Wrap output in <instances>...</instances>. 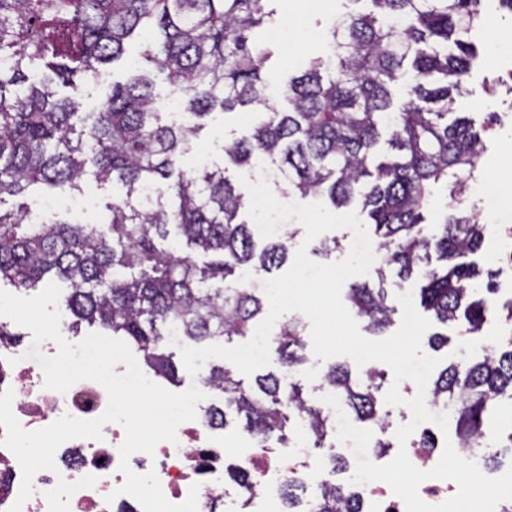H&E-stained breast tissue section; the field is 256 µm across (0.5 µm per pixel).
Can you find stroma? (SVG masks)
Returning a JSON list of instances; mask_svg holds the SVG:
<instances>
[{"instance_id":"35a3bbf8","label":"stroma","mask_w":512,"mask_h":512,"mask_svg":"<svg viewBox=\"0 0 512 512\" xmlns=\"http://www.w3.org/2000/svg\"><path fill=\"white\" fill-rule=\"evenodd\" d=\"M345 4L346 0H274L272 7L276 12V20L261 35L263 46L270 53L265 70L267 95L272 105L281 110L287 109L283 88L289 76L294 75L304 56L326 52L327 43L323 33L334 18L344 13ZM483 4L488 13L494 14L495 22L492 26L477 29L475 33L482 52L467 84V94L456 98L453 108L472 117L476 124L490 127L491 132L484 139L485 149L478 162V170L495 190L512 195V166L504 161L506 154L512 151V126L501 128L497 125L501 116L512 114V87L493 83L495 76L512 71V51L504 48L495 52L491 49L496 41L505 46L512 44V16L497 13L496 0H483ZM129 73V61L125 58L101 66L98 76L85 82L80 90L82 111H96L100 101L110 93L113 82L124 80ZM254 122L255 115L251 112L229 115L216 112L208 116L199 131L195 152L184 156L181 161L182 170L192 173L206 165L223 166L231 181H238L243 174L250 181H257L259 169L243 171L234 166H226L224 155L225 145L246 133ZM123 194L121 185L109 182L100 184L88 179L82 183L78 192L79 197L90 203L87 212L50 209L49 198L37 191L19 198H0V209L14 211L22 206L32 217L44 213L52 222L61 220L101 228L109 220L112 200ZM286 227L295 233L288 243L289 250L294 252L299 246H306L310 259L315 262H337L345 259L350 252L349 244L353 238L350 229L341 228L324 233L322 241L334 239L339 243L335 251L325 255L319 251L321 241L304 244L299 222L287 221Z\"/></svg>"}]
</instances>
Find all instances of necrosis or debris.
<instances>
[{"mask_svg": "<svg viewBox=\"0 0 512 512\" xmlns=\"http://www.w3.org/2000/svg\"><path fill=\"white\" fill-rule=\"evenodd\" d=\"M30 345V337L18 333L11 320L0 319V392L13 390V413L24 429L44 428L65 415L90 420L105 411L108 394L95 381H79L64 393L45 388L42 368L25 356ZM102 432L99 440L78 438L62 444L55 454L59 471L44 469L35 475L33 493L21 512H48L45 494L58 480L75 483L88 475L96 482L70 497V512H143L136 499L119 491L125 480L119 454L123 427L110 423ZM176 437V442L159 443L153 454H133L129 464L139 474L155 472L165 497L174 504L186 499L191 485H199L198 512H280L276 494L282 485L318 474L303 435L289 448L267 444L246 451L231 466L245 475L242 484L224 477L229 466L217 427L188 421L178 427Z\"/></svg>", "mask_w": 512, "mask_h": 512, "instance_id": "4bbe7bcc", "label": "necrosis or debris"}]
</instances>
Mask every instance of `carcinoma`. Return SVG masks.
<instances>
[{"label": "carcinoma", "instance_id": "obj_1", "mask_svg": "<svg viewBox=\"0 0 512 512\" xmlns=\"http://www.w3.org/2000/svg\"><path fill=\"white\" fill-rule=\"evenodd\" d=\"M270 0H0V196L44 189H80L91 175L117 182L124 196L112 200L103 229L56 221L26 224L24 212L0 211V282L38 289L55 277L67 284L62 302L72 332L100 325L133 343L160 379L178 381V366L165 352L174 329L191 346L229 343L254 334L265 310L255 292L230 280L237 269L257 265L268 273L288 260L283 241L257 243L240 219L246 202L225 169L188 177L181 158L194 149L198 121L215 109L245 108L262 119L225 145L227 161L251 166L279 160L294 173L304 195L327 196L336 207L361 203L374 225L385 266L378 284L355 282L346 298L374 333L385 331L396 312L384 288L385 267L403 281H420L419 305L437 323L464 318L466 346L499 303L500 270L482 271L473 260L485 226L462 213L445 214L425 236L419 224L432 186L453 178L459 196L476 177L484 151L480 131L452 116L453 92L467 80L476 48L474 29L488 16L482 0H347L369 3L325 36L335 62L310 59L288 80V110L269 102L262 76L269 52L253 42L271 23ZM134 43L138 61L96 112H81L58 87L80 91L79 80L98 74ZM162 81L183 96L195 121L166 125L154 94ZM406 88L394 105L392 88ZM150 187L153 197L145 199ZM202 253L197 263L184 248ZM304 325L281 327L275 351L293 369L303 361ZM325 384L363 422L382 425L376 393L384 374L373 368L354 377L344 364L331 366ZM204 384L219 392L207 420L227 423L228 412L262 446L284 438L291 417L303 422L309 442L322 447L326 418L284 373L255 377L247 390L226 365L210 369ZM436 400L454 402L458 446L501 428L512 417V339L508 347L485 346L442 369L431 388ZM331 456L329 479L320 483L309 512H363L352 487L333 480L345 470ZM300 485L283 490L288 512H301Z\"/></svg>", "mask_w": 512, "mask_h": 512}]
</instances>
